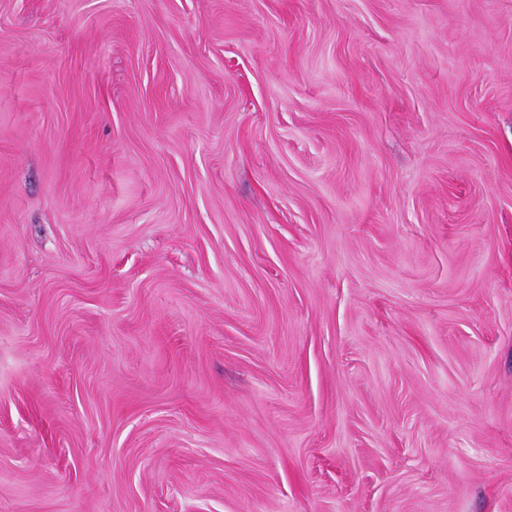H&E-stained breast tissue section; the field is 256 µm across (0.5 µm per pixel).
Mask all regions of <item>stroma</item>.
Returning <instances> with one entry per match:
<instances>
[{
  "label": "stroma",
  "mask_w": 512,
  "mask_h": 512,
  "mask_svg": "<svg viewBox=\"0 0 512 512\" xmlns=\"http://www.w3.org/2000/svg\"><path fill=\"white\" fill-rule=\"evenodd\" d=\"M0 512H512V0H0Z\"/></svg>",
  "instance_id": "1"
}]
</instances>
